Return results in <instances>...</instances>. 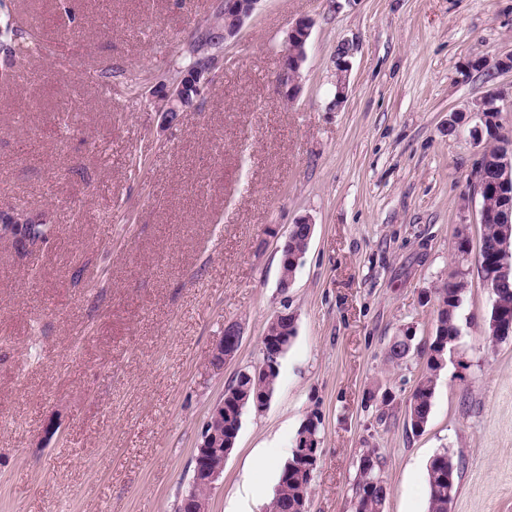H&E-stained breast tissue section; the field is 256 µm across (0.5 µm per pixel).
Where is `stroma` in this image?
Instances as JSON below:
<instances>
[{"instance_id":"stroma-1","label":"stroma","mask_w":512,"mask_h":512,"mask_svg":"<svg viewBox=\"0 0 512 512\" xmlns=\"http://www.w3.org/2000/svg\"><path fill=\"white\" fill-rule=\"evenodd\" d=\"M221 2L78 0L83 31L70 37L54 0H13L47 50L0 86V202L47 214L55 233L28 257L0 240V512H174L211 408L261 361L284 308L296 334L275 392L244 410L209 512H267L280 473L253 461L294 448L312 416L310 512H354L369 448L384 458V512H427L442 450L459 467L450 512H512V337L486 338L477 259L429 421L414 433L405 417L456 232L482 234L471 174L491 141L470 110L490 90L512 139V69L494 65L512 56V0H260L196 108L161 127L155 85ZM302 18L313 27L290 99L278 62ZM347 41L348 99L333 110ZM65 110L75 123L53 135ZM304 217L312 237L284 293L279 247ZM231 320L241 346L216 371ZM405 329L413 347L395 366L388 343ZM375 389L391 403L367 402Z\"/></svg>"}]
</instances>
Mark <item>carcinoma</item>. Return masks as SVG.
<instances>
[{"label": "carcinoma", "instance_id": "1", "mask_svg": "<svg viewBox=\"0 0 512 512\" xmlns=\"http://www.w3.org/2000/svg\"><path fill=\"white\" fill-rule=\"evenodd\" d=\"M57 9L60 21L71 30H78L80 16L72 6V0H57ZM44 49V39L38 29L17 18L6 0H0V62L4 68L8 69L19 59ZM494 119L495 114H488L485 125L486 134L494 141L485 161L486 175L490 178L494 177L499 156L512 153V141L501 140L496 136L495 129L498 125ZM500 229L499 224L483 225L478 250L480 260L489 261L493 258ZM307 231V225H299L298 231L288 239V254L307 250ZM456 237L457 266L465 268L470 254V241L461 230L457 231ZM466 288L465 284L448 282L435 291L438 302L435 335L423 350V372L406 406L407 422L414 432L428 423L437 375L445 364L448 348L460 336L458 310ZM294 335L295 327L289 318L268 323L263 338V358H268V354L272 352L285 351ZM413 340L414 336L407 331L392 337L387 349L389 362L398 365L406 359ZM278 376L277 370L269 374H258L249 368L235 374L224 390V420L214 423V429L224 432V443L237 441L244 409L263 405L265 398L274 394ZM383 464V457L375 448H369L361 454L355 482V512H383L388 494L387 484L381 475ZM456 479L457 469L448 452L435 454L427 469L428 512H448V495L456 489ZM311 482L312 476L305 464L293 458L284 463L280 471L278 494L271 504V512H299L303 502L309 497Z\"/></svg>", "mask_w": 512, "mask_h": 512}]
</instances>
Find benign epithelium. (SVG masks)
I'll return each mask as SVG.
<instances>
[{
	"label": "benign epithelium",
	"mask_w": 512,
	"mask_h": 512,
	"mask_svg": "<svg viewBox=\"0 0 512 512\" xmlns=\"http://www.w3.org/2000/svg\"><path fill=\"white\" fill-rule=\"evenodd\" d=\"M261 0H224V40L234 38L242 29L245 22L253 15ZM312 24L307 19L296 21L288 29L285 47L279 58V83L285 94L291 98L299 93L298 78L303 64L307 59V46L311 35ZM351 48L341 44L335 57V99L334 106L345 102L349 91V77L352 68L350 61ZM502 92L496 90L487 93L479 102L473 112L478 114L481 122H486V114L497 111L496 101ZM194 102L187 94L184 78L172 80L166 84L159 95L158 112L162 115L163 123L171 125L177 121L183 112L189 111ZM498 176L495 181H486L483 163H478L473 179L477 193L499 194L512 190V154L500 157L497 160ZM480 223L502 225V239L497 245L498 258L492 266L490 280L486 286L490 287L491 294L499 292V287L512 282V210L488 212L480 209ZM44 219L28 212L20 211L10 204L0 205V238L9 240L16 253L25 256L40 246L43 242L33 240L28 235V228L33 223H42ZM241 327L235 321H229L224 326V335L221 336L212 348L210 362L222 366L231 360L235 354V347L241 342ZM231 449L224 447V435L203 428L199 442L196 445L193 464L195 471V485L188 488L183 496V512H208V502L197 496L195 486L204 485L214 489L223 475L224 462L229 457Z\"/></svg>",
	"instance_id": "benign-epithelium-1"
}]
</instances>
